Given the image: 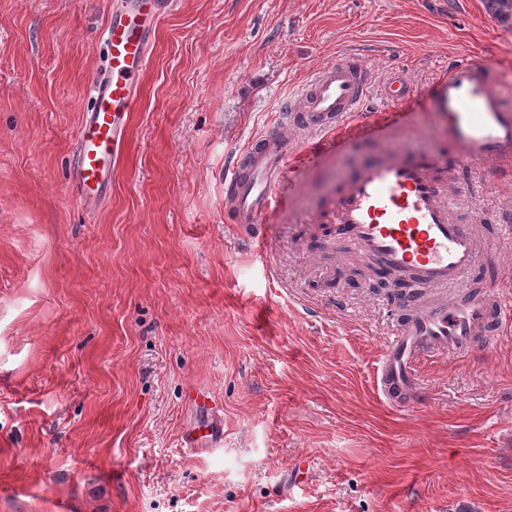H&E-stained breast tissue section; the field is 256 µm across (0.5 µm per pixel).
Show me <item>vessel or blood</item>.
Returning <instances> with one entry per match:
<instances>
[{
	"mask_svg": "<svg viewBox=\"0 0 512 512\" xmlns=\"http://www.w3.org/2000/svg\"><path fill=\"white\" fill-rule=\"evenodd\" d=\"M172 0H121L110 12L103 37L106 65L91 83V103L77 135L71 181L84 208L96 206L112 188L126 152V129L139 92L158 22ZM372 70L357 55L323 68L288 97L294 125L341 142L350 125L370 129L380 113L369 104ZM433 110L447 123L453 158L427 151L389 152L341 178L336 191L337 241L368 256L407 288L433 291L384 329L375 391L401 408L416 395V365L426 357L464 354L477 343L512 331V298L486 284L455 294L453 285L480 267L486 244L477 227L486 213L454 218L445 185L457 166L492 164L495 174L512 170V85L485 59L465 55L449 61L436 80ZM298 140L282 131L252 138L225 176L227 199L247 241L263 246L266 217L280 201L279 188ZM186 447L224 444V429L191 428Z\"/></svg>",
	"mask_w": 512,
	"mask_h": 512,
	"instance_id": "vessel-or-blood-1",
	"label": "vessel or blood"
}]
</instances>
